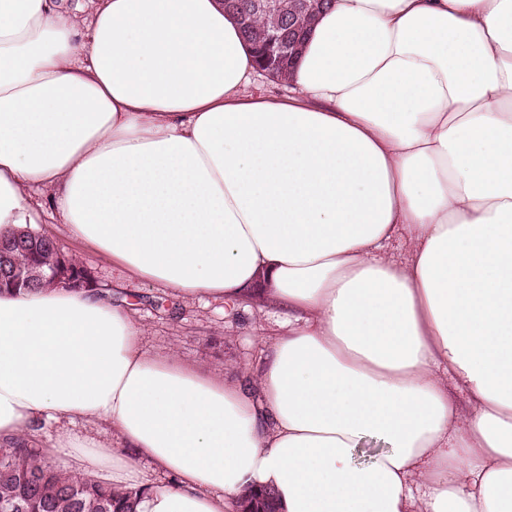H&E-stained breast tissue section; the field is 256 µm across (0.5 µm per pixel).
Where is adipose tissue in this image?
<instances>
[{"label": "adipose tissue", "mask_w": 512, "mask_h": 512, "mask_svg": "<svg viewBox=\"0 0 512 512\" xmlns=\"http://www.w3.org/2000/svg\"><path fill=\"white\" fill-rule=\"evenodd\" d=\"M256 73L224 0H0V238L45 199L130 277L279 316L246 384L110 293L0 294V446L135 512H512V0H333L287 97ZM260 67L262 69H258L264 74H261V76L258 78V84L254 88H252L251 91L255 94H262L264 96L274 98H281L287 96L288 83L281 82L275 78L267 76L270 75L268 71L273 74L274 66L271 63H264V65Z\"/></svg>", "instance_id": "ef3b65f1"}]
</instances>
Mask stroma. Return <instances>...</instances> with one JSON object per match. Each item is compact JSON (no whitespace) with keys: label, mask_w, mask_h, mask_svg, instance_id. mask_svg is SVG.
I'll use <instances>...</instances> for the list:
<instances>
[{"label":"stroma","mask_w":512,"mask_h":512,"mask_svg":"<svg viewBox=\"0 0 512 512\" xmlns=\"http://www.w3.org/2000/svg\"><path fill=\"white\" fill-rule=\"evenodd\" d=\"M60 249L82 261L99 287L111 290L115 302H129L146 329L144 347L151 353L176 352L185 363L209 373L237 376L253 370L257 326L272 328V321H259L240 313L233 326H225L222 304L183 301L168 290L131 279L111 261L91 254L79 241L59 235Z\"/></svg>","instance_id":"obj_1"}]
</instances>
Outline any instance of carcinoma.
Returning a JSON list of instances; mask_svg holds the SVG:
<instances>
[{"label":"carcinoma","mask_w":512,"mask_h":512,"mask_svg":"<svg viewBox=\"0 0 512 512\" xmlns=\"http://www.w3.org/2000/svg\"><path fill=\"white\" fill-rule=\"evenodd\" d=\"M286 2L288 11L275 20L254 6L238 7V23L253 49L255 62L262 60L259 33L277 28L281 45L277 77L282 80L288 79L305 45L292 22L293 9L305 0ZM26 236L28 247L15 250L8 265L0 261V292L19 293L37 288L22 280L27 268L35 263L43 264L47 272L60 263L72 279L89 273L83 262L65 255L53 238L33 230ZM135 500L134 491L116 490L55 468L34 448L0 446V509L6 512H134Z\"/></svg>","instance_id":"1"}]
</instances>
